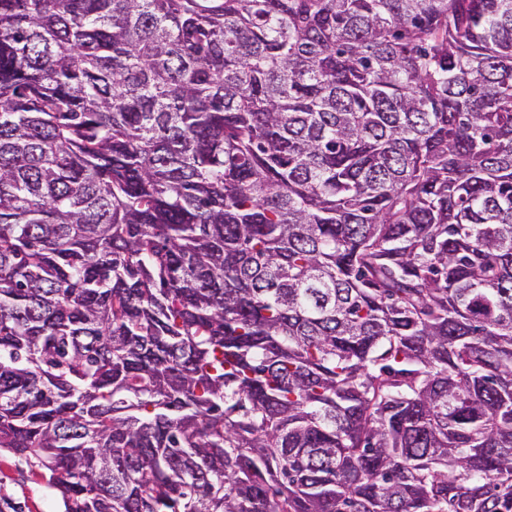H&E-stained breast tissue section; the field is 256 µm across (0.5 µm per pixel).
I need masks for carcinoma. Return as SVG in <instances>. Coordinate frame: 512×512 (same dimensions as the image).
Wrapping results in <instances>:
<instances>
[{
  "mask_svg": "<svg viewBox=\"0 0 512 512\" xmlns=\"http://www.w3.org/2000/svg\"><path fill=\"white\" fill-rule=\"evenodd\" d=\"M64 512H512V0H0V449Z\"/></svg>",
  "mask_w": 512,
  "mask_h": 512,
  "instance_id": "obj_1",
  "label": "carcinoma"
}]
</instances>
